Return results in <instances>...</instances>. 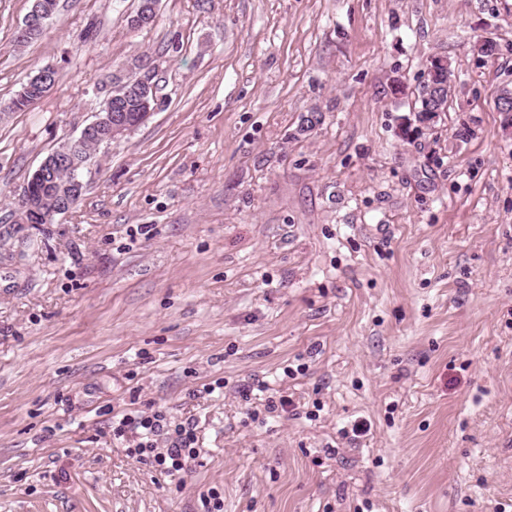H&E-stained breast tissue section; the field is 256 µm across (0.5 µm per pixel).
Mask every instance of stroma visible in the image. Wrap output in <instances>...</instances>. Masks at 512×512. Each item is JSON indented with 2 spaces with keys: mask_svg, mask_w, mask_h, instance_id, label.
Listing matches in <instances>:
<instances>
[{
  "mask_svg": "<svg viewBox=\"0 0 512 512\" xmlns=\"http://www.w3.org/2000/svg\"><path fill=\"white\" fill-rule=\"evenodd\" d=\"M32 5L0 0V102L58 72L0 118V512H512V0H59L16 47ZM137 56L163 109L14 223ZM436 56L448 110L403 136ZM156 412L184 477L113 434Z\"/></svg>",
  "mask_w": 512,
  "mask_h": 512,
  "instance_id": "stroma-1",
  "label": "stroma"
}]
</instances>
